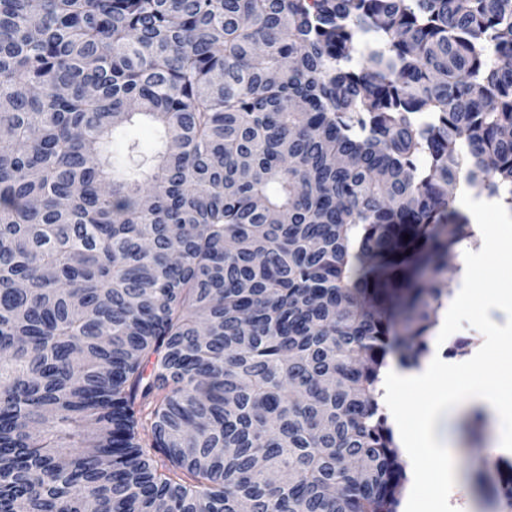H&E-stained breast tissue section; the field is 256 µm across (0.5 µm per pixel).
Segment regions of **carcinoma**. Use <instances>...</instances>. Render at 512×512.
<instances>
[{
	"label": "carcinoma",
	"mask_w": 512,
	"mask_h": 512,
	"mask_svg": "<svg viewBox=\"0 0 512 512\" xmlns=\"http://www.w3.org/2000/svg\"><path fill=\"white\" fill-rule=\"evenodd\" d=\"M462 187L512 0H0V512H399ZM122 135L123 137L121 139L114 141V144H112L114 156L120 162L125 160V152L123 146L125 140L133 139L138 141L143 150L147 153H150L155 146V134L152 128L148 125L140 124L128 127L123 131Z\"/></svg>",
	"instance_id": "obj_1"
}]
</instances>
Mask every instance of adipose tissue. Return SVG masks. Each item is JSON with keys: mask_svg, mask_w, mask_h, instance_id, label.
<instances>
[{"mask_svg": "<svg viewBox=\"0 0 512 512\" xmlns=\"http://www.w3.org/2000/svg\"><path fill=\"white\" fill-rule=\"evenodd\" d=\"M507 302L500 294L487 291L475 294L473 289H463L448 307L449 315H456L462 308H471L475 317L484 321L490 334H497L498 323L491 319L494 310H505ZM485 355L464 362L432 360L420 371H407L391 367L383 382V400L394 419L404 415L402 391L409 388H427L435 380L445 378L452 385L450 391L438 394L423 404L413 429L403 431L401 441L414 472L432 467L439 472L440 489H453L458 484L449 446L448 425L455 408L468 400L484 406L493 414H503L507 406L498 391L483 373Z\"/></svg>", "mask_w": 512, "mask_h": 512, "instance_id": "ef3b65f1", "label": "adipose tissue"}]
</instances>
